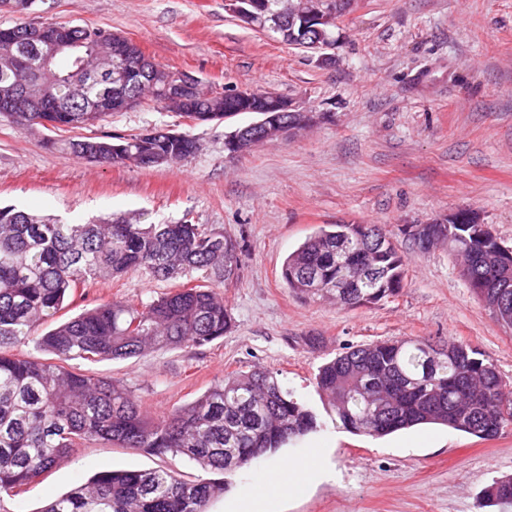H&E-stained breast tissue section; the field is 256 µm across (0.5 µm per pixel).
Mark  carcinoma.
<instances>
[{"instance_id":"cac0c4a2","label":"carcinoma","mask_w":512,"mask_h":512,"mask_svg":"<svg viewBox=\"0 0 512 512\" xmlns=\"http://www.w3.org/2000/svg\"><path fill=\"white\" fill-rule=\"evenodd\" d=\"M318 0H241L258 25L281 33L294 46L334 44L333 28L346 0H328L324 22L305 18ZM74 46L58 53L51 77L38 69L48 48L24 46L28 62L22 75L0 62V87L21 78L57 103V112H4L20 131L39 128L91 134L46 145L99 165L143 166L142 156L161 153L175 163L195 155L196 138L180 132L97 134L109 102L124 96L137 105L149 97L195 124L221 123L249 105L197 89L183 112L166 101L171 76L153 62L138 66L142 54L112 55V79L95 63L99 43L119 36L109 30L70 26ZM312 112L258 113V119L288 122L299 131L311 125ZM450 240L461 254L464 280L476 294L490 289L496 271L484 257L500 246L487 232L475 237L465 224H428L411 231ZM237 240L217 229L187 221L144 224L141 217L107 216L84 224L0 207V500L56 468L79 445L105 440L149 454L172 453L194 461L206 472L249 467L284 444L317 431L315 414L295 399L275 376L261 369L233 371L196 399L155 418L146 417L133 391L119 380L98 378L66 368L75 359H126L162 348L201 347L224 337L232 327L231 307L219 291L239 277ZM405 259L375 224H328L284 261L281 278L302 299L344 294V304L361 306L396 295L403 287ZM143 270L168 281L192 272L205 283L184 284L139 306L101 302L64 322L57 314L75 302L78 290ZM33 342L50 354L22 350ZM454 359L431 357L433 343L407 337L350 346L319 367L318 390L347 430L382 437L420 424L446 425L487 439L512 426V391L496 367L463 342H452ZM224 495V482L186 481L173 471L113 470L98 473L52 499L41 512H208ZM486 502L512 507V474L484 490Z\"/></svg>"}]
</instances>
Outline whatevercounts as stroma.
Wrapping results in <instances>:
<instances>
[{
  "label": "stroma",
  "mask_w": 512,
  "mask_h": 512,
  "mask_svg": "<svg viewBox=\"0 0 512 512\" xmlns=\"http://www.w3.org/2000/svg\"><path fill=\"white\" fill-rule=\"evenodd\" d=\"M23 21L108 29L208 88L268 91L318 115L308 129L235 156L224 135L255 113L192 127L147 100L106 116L99 132L171 129L199 141L189 159L151 168L90 163L46 148L44 132L0 122V206L78 222L135 213L149 224L187 219L239 242V277L223 288L235 320L224 338L71 363L124 381L151 415L256 366L318 415L320 431L225 473L224 495L210 512L254 500L265 512H498L482 492L512 473L511 427L488 440L440 425L382 438L354 434L337 425L315 375L346 347L411 336L464 342L512 383V329L468 288L447 243L421 251L408 237L414 225L469 208L512 247V0H354L326 62L244 23L225 0H36L24 14L0 11V27ZM325 224L379 225L406 257L402 292L360 307L291 292L283 261ZM172 287L132 272L90 288L85 303L137 305ZM291 460L309 470L306 491L267 497L261 472ZM109 470L204 475L180 456L90 441L0 507L41 512Z\"/></svg>",
  "instance_id": "1"
}]
</instances>
